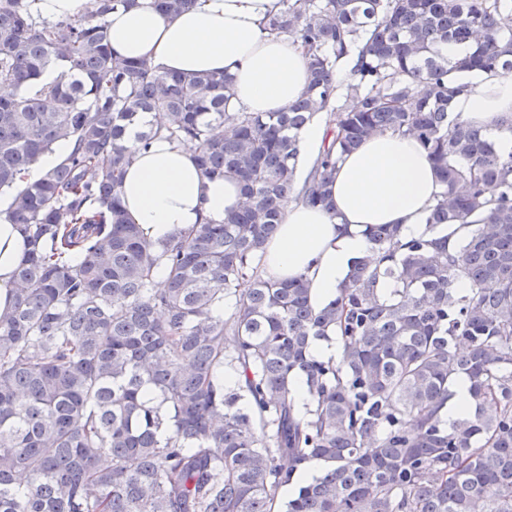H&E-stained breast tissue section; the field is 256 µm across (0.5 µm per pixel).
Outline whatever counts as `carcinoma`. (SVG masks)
<instances>
[{"label": "carcinoma", "mask_w": 512, "mask_h": 512, "mask_svg": "<svg viewBox=\"0 0 512 512\" xmlns=\"http://www.w3.org/2000/svg\"><path fill=\"white\" fill-rule=\"evenodd\" d=\"M134 2L45 21L0 0V194L30 246L0 313V512H512V152L451 111L471 78L512 76V4L280 0L266 30L301 41L307 88L285 112H230L229 75L115 54L108 19ZM451 43L468 53L448 59ZM147 112L242 192L223 223L159 248L121 204ZM318 114L336 136L299 190L298 134ZM387 131L436 169L427 230H473L371 225L375 261L317 309L304 277L263 275L266 243L288 202L327 204L343 155ZM60 140L70 152L27 181ZM330 338L336 358L313 357ZM461 377L472 411L448 426Z\"/></svg>", "instance_id": "obj_1"}]
</instances>
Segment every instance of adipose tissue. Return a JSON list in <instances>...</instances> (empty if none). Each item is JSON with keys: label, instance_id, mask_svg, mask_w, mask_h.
<instances>
[{"label": "adipose tissue", "instance_id": "adipose-tissue-1", "mask_svg": "<svg viewBox=\"0 0 512 512\" xmlns=\"http://www.w3.org/2000/svg\"><path fill=\"white\" fill-rule=\"evenodd\" d=\"M278 8L279 0H195L166 16L151 0H137L112 12L111 44L122 57L147 58L175 73L230 74V111L280 112L304 93L309 60L297 38L267 33L266 21ZM452 110L482 126L502 153L512 152V135L496 125L512 113V76L472 80ZM326 191L325 208L288 203L262 260L274 279L305 276L320 307L369 256L368 225L398 224L408 238L425 233L424 217L440 184L426 150L413 137L388 131L344 155ZM122 200L144 237L159 246L193 225L223 222L238 208L241 191L232 177L205 178L191 147L159 134L137 147ZM27 249L18 225L0 215V311L13 302L14 272Z\"/></svg>", "mask_w": 512, "mask_h": 512}]
</instances>
